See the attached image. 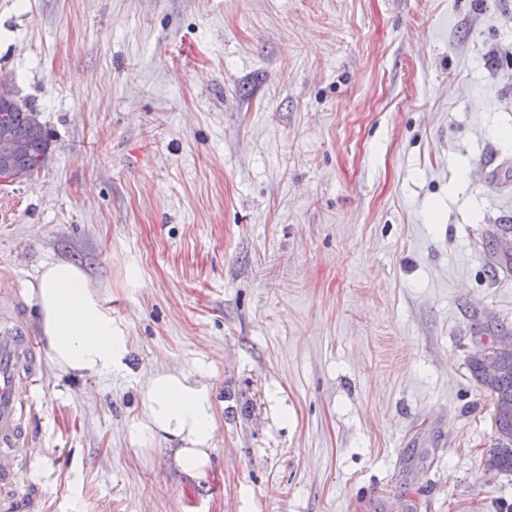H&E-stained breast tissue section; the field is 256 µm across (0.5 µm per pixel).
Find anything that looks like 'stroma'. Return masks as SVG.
<instances>
[{
  "label": "stroma",
  "instance_id": "stroma-1",
  "mask_svg": "<svg viewBox=\"0 0 512 512\" xmlns=\"http://www.w3.org/2000/svg\"><path fill=\"white\" fill-rule=\"evenodd\" d=\"M50 150L0 184V300L81 266L127 354L43 361L25 512H512L474 334L512 330V0H0ZM205 376L204 476L137 441ZM495 233H489L485 238V248L487 253L488 267L495 276L502 271H512V253L504 255L497 251L495 246Z\"/></svg>",
  "mask_w": 512,
  "mask_h": 512
}]
</instances>
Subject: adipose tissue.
<instances>
[{"label":"adipose tissue","mask_w":512,"mask_h":512,"mask_svg":"<svg viewBox=\"0 0 512 512\" xmlns=\"http://www.w3.org/2000/svg\"><path fill=\"white\" fill-rule=\"evenodd\" d=\"M29 288L46 355L58 371L100 377L122 366L124 338L82 268L68 262L44 264ZM141 408V440L159 436L174 443L182 472L202 476L215 431L210 385L188 372L159 371L146 384Z\"/></svg>","instance_id":"adipose-tissue-1"}]
</instances>
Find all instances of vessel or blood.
I'll list each match as a JSON object with an SVG mask.
<instances>
[{
    "mask_svg": "<svg viewBox=\"0 0 512 512\" xmlns=\"http://www.w3.org/2000/svg\"><path fill=\"white\" fill-rule=\"evenodd\" d=\"M41 361L22 314L0 315V512H20V471L31 444L23 409L32 402Z\"/></svg>",
    "mask_w": 512,
    "mask_h": 512,
    "instance_id": "1",
    "label": "vessel or blood"
}]
</instances>
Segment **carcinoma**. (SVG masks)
<instances>
[{"label": "carcinoma", "instance_id": "carcinoma-1", "mask_svg": "<svg viewBox=\"0 0 512 512\" xmlns=\"http://www.w3.org/2000/svg\"><path fill=\"white\" fill-rule=\"evenodd\" d=\"M21 140L25 151L11 156L15 171L30 177L44 165L50 140L37 112L29 107L0 108V139ZM496 234L485 238L488 267L494 275L499 271H512V253L504 255L495 246ZM487 339L467 359L471 380L491 398V418L495 428L494 443L486 452L484 467L488 473L512 472V332L488 329ZM497 362L494 372L485 368V360Z\"/></svg>", "mask_w": 512, "mask_h": 512}]
</instances>
